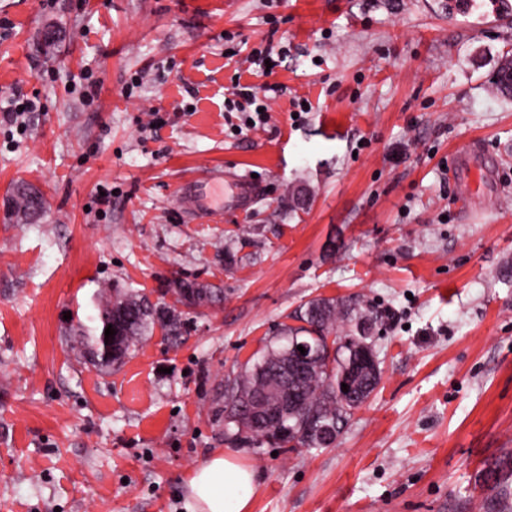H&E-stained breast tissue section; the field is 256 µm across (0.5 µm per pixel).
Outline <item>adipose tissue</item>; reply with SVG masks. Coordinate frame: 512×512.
I'll use <instances>...</instances> for the list:
<instances>
[{
  "label": "adipose tissue",
  "mask_w": 512,
  "mask_h": 512,
  "mask_svg": "<svg viewBox=\"0 0 512 512\" xmlns=\"http://www.w3.org/2000/svg\"><path fill=\"white\" fill-rule=\"evenodd\" d=\"M258 485L253 466L231 453H217L197 466L188 481L189 512H250Z\"/></svg>",
  "instance_id": "ef3b65f1"
}]
</instances>
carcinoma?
Segmentation results:
<instances>
[{
	"instance_id": "1",
	"label": "carcinoma",
	"mask_w": 512,
	"mask_h": 512,
	"mask_svg": "<svg viewBox=\"0 0 512 512\" xmlns=\"http://www.w3.org/2000/svg\"><path fill=\"white\" fill-rule=\"evenodd\" d=\"M494 91L503 99H512V53L506 52L492 77ZM12 209L32 217L43 210L42 196L24 186L16 188L12 196ZM165 293L175 297V304L164 301L152 304L138 294L119 295L106 289L99 295L96 313L90 320L98 322L96 333L85 338L82 350L91 362L100 367H111L129 354L130 350L155 327L168 336H180L187 331L189 322L176 308L198 307L213 299L214 291L204 284L187 279L168 282ZM292 319L300 325L284 324L276 340L246 367L224 377V432L228 438L244 444L268 443L285 446L289 437L297 438L303 448H319L314 435L303 433V423L314 419L319 425L335 427L343 432L355 409L359 408L375 391L381 373L362 370L357 375L360 393L347 396L338 389V378L362 349L372 348L369 328L379 323L378 312L358 299L317 297L308 300ZM115 328L113 345L119 356L105 357V329ZM311 343L316 357L301 376L291 374L293 340ZM288 387V403L292 412L282 424L284 432L277 436L254 422L247 409L255 395L276 392Z\"/></svg>"
}]
</instances>
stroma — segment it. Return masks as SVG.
<instances>
[{
	"label": "stroma",
	"instance_id": "stroma-1",
	"mask_svg": "<svg viewBox=\"0 0 512 512\" xmlns=\"http://www.w3.org/2000/svg\"><path fill=\"white\" fill-rule=\"evenodd\" d=\"M477 2L0 0V108L41 106L0 125V512H186L220 451L256 469L251 512H512V15ZM268 39L284 92L246 130L227 57ZM214 167L257 196L182 210ZM21 184L40 217L10 212ZM176 277L215 291L183 335L75 350L101 287ZM318 296L381 314L378 388L335 447L231 442L225 374ZM512 51H507L502 56L492 77L494 91L503 99H512Z\"/></svg>",
	"mask_w": 512,
	"mask_h": 512
}]
</instances>
